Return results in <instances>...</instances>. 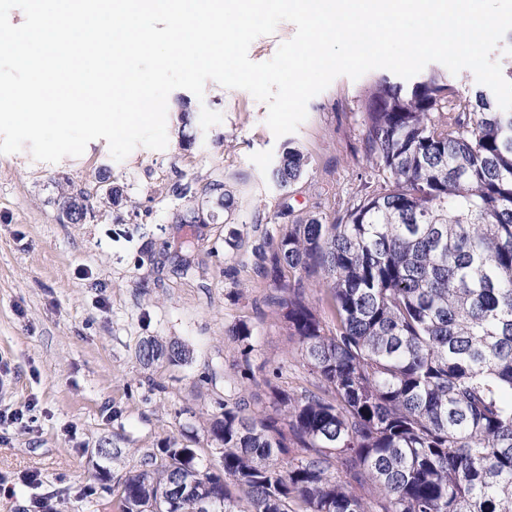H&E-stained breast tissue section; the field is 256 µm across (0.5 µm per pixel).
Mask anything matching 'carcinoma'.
Listing matches in <instances>:
<instances>
[{
  "label": "carcinoma",
  "instance_id": "obj_1",
  "mask_svg": "<svg viewBox=\"0 0 512 512\" xmlns=\"http://www.w3.org/2000/svg\"><path fill=\"white\" fill-rule=\"evenodd\" d=\"M361 140L369 192L328 224L283 223L258 270L274 273L270 304L317 391L275 387L271 414L216 402L217 468L175 444L142 452L115 487L96 465L120 512H164L176 478L173 512H373L366 484L378 512H512V112L444 76L385 77ZM306 166L296 148L273 164L274 218ZM138 357L181 367L190 349L153 337Z\"/></svg>",
  "mask_w": 512,
  "mask_h": 512
}]
</instances>
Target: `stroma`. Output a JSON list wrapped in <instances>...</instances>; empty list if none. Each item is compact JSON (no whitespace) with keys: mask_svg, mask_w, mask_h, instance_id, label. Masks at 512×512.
I'll return each mask as SVG.
<instances>
[{"mask_svg":"<svg viewBox=\"0 0 512 512\" xmlns=\"http://www.w3.org/2000/svg\"><path fill=\"white\" fill-rule=\"evenodd\" d=\"M384 75L336 77L280 137L265 102L210 80L203 97L169 94L165 149L139 146L118 161L101 138L56 163L0 154V512H118L110 497L86 494L99 484L90 453L102 442L124 451L116 479L170 443L208 458L201 410L241 398L270 410L268 376L291 392L308 387L255 271L280 197L292 219L329 222L362 191L361 104ZM205 108L222 121L204 131ZM187 122L199 130L190 145ZM289 144L308 165L283 194L267 172ZM215 181L234 196L232 212L210 191ZM187 182L192 194L175 196ZM69 185L88 191L93 219L60 221ZM239 323L252 352L228 333ZM151 337L185 342L190 362L142 364L137 349Z\"/></svg>","mask_w":512,"mask_h":512,"instance_id":"stroma-1","label":"stroma"}]
</instances>
